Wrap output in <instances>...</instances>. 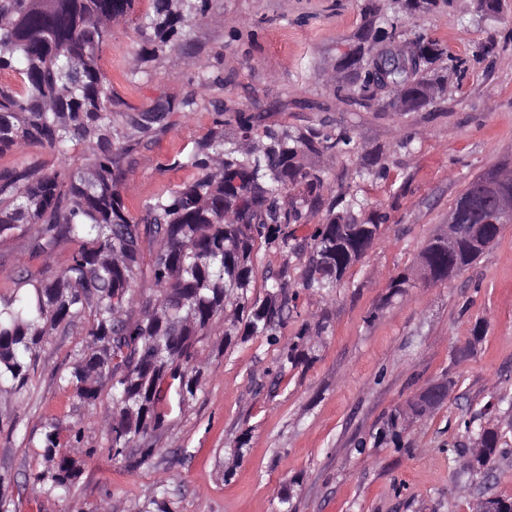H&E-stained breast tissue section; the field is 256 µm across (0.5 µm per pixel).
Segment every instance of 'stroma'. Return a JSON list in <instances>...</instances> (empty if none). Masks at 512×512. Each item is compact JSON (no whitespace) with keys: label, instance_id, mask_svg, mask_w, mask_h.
<instances>
[{"label":"stroma","instance_id":"35a3bbf8","mask_svg":"<svg viewBox=\"0 0 512 512\" xmlns=\"http://www.w3.org/2000/svg\"><path fill=\"white\" fill-rule=\"evenodd\" d=\"M388 29L398 45L422 36L448 51L435 64L448 74L446 89L424 108H389L381 89L366 104L349 101L357 84L341 62L367 32ZM137 49L130 20L101 50L118 130L158 96L198 91L200 73L215 83L210 107L171 114L165 131L143 141L125 181L131 211L191 177L171 162L208 134L217 101L251 114L259 129L285 125L299 135L328 122L348 132L350 153L303 158L326 185L309 224L321 223L333 201L353 198L358 220L384 221L341 286L319 294L302 288L308 250H259L254 295L269 271L286 272L299 294L281 340L304 326L320 332L307 360L281 374L265 339L227 347L214 331L199 346L195 397L169 416L155 437L158 454L137 469L108 450L105 404L88 408L57 383L86 345L82 326L49 336L27 390L0 398V420L19 422L14 433L0 432V474L19 512H147L159 485L172 512H279L283 491L295 512H473L480 499L512 498V224L448 284L397 297L389 288L417 266L467 184L512 164V0L495 13L479 0L416 9L405 0H210L180 45L134 75ZM378 168L386 177L375 176ZM438 381L449 385L445 404L412 423L400 446L378 442L389 416ZM467 420L499 426L494 470H472L461 455L472 443ZM50 422L64 430L82 423L93 451L64 496L32 492L29 482L46 467L40 442Z\"/></svg>","mask_w":512,"mask_h":512}]
</instances>
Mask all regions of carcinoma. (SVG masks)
<instances>
[{"label":"carcinoma","mask_w":512,"mask_h":512,"mask_svg":"<svg viewBox=\"0 0 512 512\" xmlns=\"http://www.w3.org/2000/svg\"><path fill=\"white\" fill-rule=\"evenodd\" d=\"M136 0H0V156L36 147L59 160L51 171L26 164L0 168V241L29 236V259H47L65 242L76 248L52 279L27 268L13 278L11 294L0 296V394L16 393L30 383L41 348L54 332L82 324L89 350L79 353L59 385L81 403L95 407L107 400L106 421L112 457L134 469L157 452L153 434L165 427L174 405L195 397L203 365L198 344L211 334L229 305L234 318L224 326V345L233 337H264L278 347L279 373L303 363L309 329L283 342L278 330L290 316L298 293L284 278L266 279L265 294L252 295L258 250L291 245L283 227L305 224L304 208L318 203L323 176L307 171L305 152L346 153L352 138L322 128L295 136L288 127L255 131L253 117L237 111L232 120L239 137L224 134V112L209 133L173 164L195 172L131 213L122 194L129 159L140 141L127 136L114 142L112 82L100 63V51L114 26L134 13ZM209 0H150L138 17L136 34L144 46L131 75L157 52L182 40L192 23L203 19ZM422 62L408 70L396 62L381 82L363 58L356 104L374 91L393 93L390 105L416 110L428 105L435 85L430 65L444 48L420 37ZM195 95L180 101L158 98L127 116L147 135L163 130L174 112H196ZM86 145L83 162H69L74 147ZM487 178L470 181L460 199L490 217L489 203L478 191ZM298 190V197L291 191ZM381 224H359L335 213L314 225L302 241L311 252L303 275L306 291L337 287L348 269L371 249ZM473 243L460 237L448 243L435 238L420 256L419 272L392 280V295H402L420 278L428 284L465 268L498 239ZM426 400L415 396L393 414L387 434L400 437L401 418L416 421ZM83 430L72 426L61 446L58 425L44 428L43 457L48 468L32 476L33 490L63 496L80 477ZM485 465L499 454L494 428L479 431Z\"/></svg>","instance_id":"obj_1"}]
</instances>
